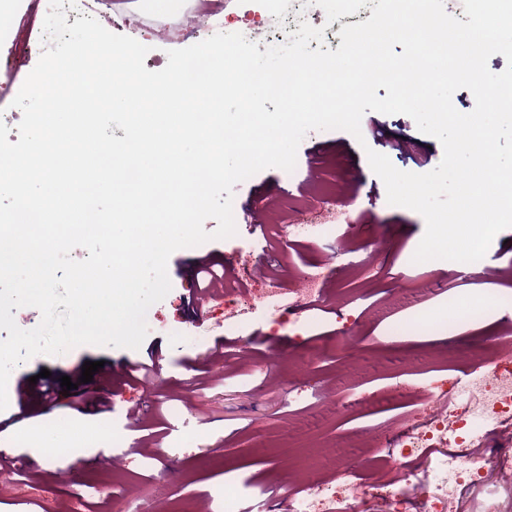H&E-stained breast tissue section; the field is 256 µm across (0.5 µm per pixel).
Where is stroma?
<instances>
[{"mask_svg": "<svg viewBox=\"0 0 512 512\" xmlns=\"http://www.w3.org/2000/svg\"><path fill=\"white\" fill-rule=\"evenodd\" d=\"M224 15L195 17L191 0L160 21L161 34L134 16H118L111 32L149 41L147 69L158 71L167 53L219 32L251 29L265 44L270 26L286 20L256 0H223ZM25 30L24 52L7 49L9 81L0 83V121L17 142L22 112L12 101L49 46L32 14L6 13L0 33ZM385 135L360 145L343 130H312L301 141L293 171L271 167L235 185V236L175 251L167 263L171 289L146 313L148 334L139 349L81 345L64 356L35 355L10 374L7 413L18 410V383L41 370L53 379L81 371L85 362L108 361L124 368L153 364L149 387L125 386L106 393L105 409L94 415L71 407L70 393L56 391L35 417L0 433L13 455L33 458L37 479L12 478L0 487V512H269L282 498L284 482L304 476L330 481L337 469L362 492L360 512H387L385 497L394 475L392 450L405 435L406 415L420 408L423 419L447 410L444 400L415 401L407 384L432 390L455 386L464 366H481L501 318L512 311V228L498 233L486 255L474 263L431 260L413 255L424 235L423 217L390 205L382 180L372 171L366 149L385 154L403 171L436 168L443 147L421 133L407 115L366 112ZM337 184L353 192L354 230L337 227L315 246L292 238L280 203L293 196L317 201ZM218 256L224 265L249 254L260 269L283 263L284 276L322 266L329 274L321 298L282 314L257 305L232 325L224 309L210 303L190 318L191 285L181 279L180 262L199 254ZM424 280L423 295L403 292L402 282ZM367 345L343 346L347 327ZM447 353L453 367L424 372L421 359ZM217 383L196 389L199 369ZM85 450L72 454L76 443ZM486 452L497 455L503 472L484 489H465L467 512H512V445L486 434ZM45 448L39 456L37 448ZM234 504H226L225 488Z\"/></svg>", "mask_w": 512, "mask_h": 512, "instance_id": "obj_1", "label": "stroma"}]
</instances>
